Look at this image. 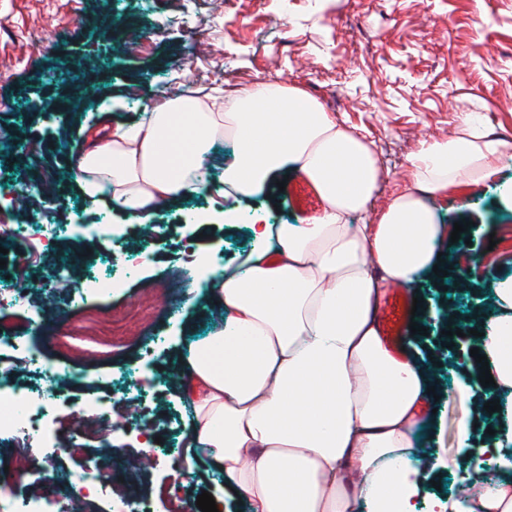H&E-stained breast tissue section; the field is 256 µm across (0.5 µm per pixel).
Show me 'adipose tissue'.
I'll use <instances>...</instances> for the list:
<instances>
[{"instance_id":"1","label":"adipose tissue","mask_w":512,"mask_h":512,"mask_svg":"<svg viewBox=\"0 0 512 512\" xmlns=\"http://www.w3.org/2000/svg\"><path fill=\"white\" fill-rule=\"evenodd\" d=\"M226 98L150 105L137 120L104 125L78 159L89 208L136 223L203 191L240 202L268 195L285 171L312 182L324 203L299 224L253 223L258 248L213 284L217 321L177 364L194 414L185 472L209 462L249 512H355L360 501L369 512H416L430 366L389 349L378 309L392 285L413 286L433 270L437 243L451 235L428 197L483 184L512 144L464 116L448 141L411 155V186L376 223L353 224L382 179L370 143L295 86L260 80ZM224 138L236 151L211 184L205 175ZM494 295L478 346L496 392L512 400V278ZM439 508L512 512V469Z\"/></svg>"}]
</instances>
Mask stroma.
Masks as SVG:
<instances>
[{
    "instance_id": "obj_1",
    "label": "stroma",
    "mask_w": 512,
    "mask_h": 512,
    "mask_svg": "<svg viewBox=\"0 0 512 512\" xmlns=\"http://www.w3.org/2000/svg\"><path fill=\"white\" fill-rule=\"evenodd\" d=\"M112 16L113 36L96 31L100 11ZM97 78L81 114L54 110L66 77ZM276 78L303 89L338 123L372 143L384 171L372 206L354 216L374 223L394 193L411 181L407 158L422 144L453 136L461 118L479 116L484 131L512 140V0H0V133L17 141L0 151V289L27 290L30 307L0 309V331L27 336L44 351L56 377L36 376L18 352L0 354V372L49 394L62 436L79 423L93 398L115 404L123 423L149 425L158 441L137 455L131 435L114 431L115 445L89 441L79 452L43 459L29 485L37 496L68 494L91 461L104 482L130 500L183 497L182 461L192 408L165 361L184 354L214 323L211 293L187 301L190 254L208 250L237 264L256 249L250 224L295 223L288 204L258 197L224 229L234 197L202 193L158 207L130 225L106 207L88 209L76 159L102 133L105 118L132 121L143 105L193 89L243 88ZM441 223L470 221V247L445 242L452 260H481L473 282L450 287L428 275L413 288L423 300L426 335L408 351L432 356L436 410L423 437L437 469L424 484L417 512H434L436 498L462 494L473 476V453L493 451L486 432L460 436V423L496 400L492 387L471 394L475 369L469 348H447L449 318H478L493 281L512 276V159L476 188L456 187L437 200ZM74 224H115L110 238L71 233ZM27 261L18 264L17 253ZM129 272L124 288L86 303L75 298L94 276ZM172 281L158 297L160 312L144 325L137 348H100L95 360L61 359L60 341L86 342L89 320H124L149 285Z\"/></svg>"
}]
</instances>
